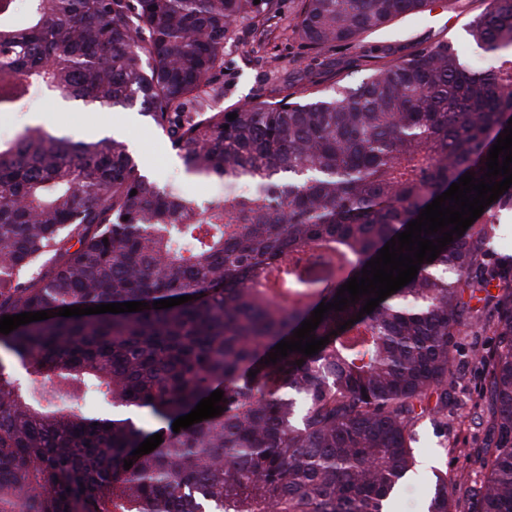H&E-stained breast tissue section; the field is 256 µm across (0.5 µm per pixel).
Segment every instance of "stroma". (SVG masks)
Wrapping results in <instances>:
<instances>
[{"label": "stroma", "mask_w": 512, "mask_h": 512, "mask_svg": "<svg viewBox=\"0 0 512 512\" xmlns=\"http://www.w3.org/2000/svg\"><path fill=\"white\" fill-rule=\"evenodd\" d=\"M488 0H430L424 11L402 15L386 26L363 34L350 44L311 51L293 31L294 0H283L278 17L266 34L253 23L234 26L224 51V95L220 107L230 110L255 96L281 97L304 90L326 89L337 80L361 81L376 64L398 58L441 40L453 42L478 70L494 67V58L476 47L467 34L469 21L483 11ZM42 123L80 140L91 129L100 136L123 142L135 161L161 188L172 189L201 205L223 201L224 184L185 172L165 133L134 109H102L79 101L37 98L15 112H0V134H16L23 126ZM493 306H486L479 326L457 337L454 367L461 380L448 407V425L440 427L430 415L415 427L417 458L429 459L431 473L406 483L392 512H420L438 471L469 481L481 480L483 470L477 447L487 434L489 410L479 398L476 383L482 369L472 349L489 352L497 340L492 325Z\"/></svg>", "instance_id": "1"}]
</instances>
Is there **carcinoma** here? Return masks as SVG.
<instances>
[{"label":"carcinoma","mask_w":512,"mask_h":512,"mask_svg":"<svg viewBox=\"0 0 512 512\" xmlns=\"http://www.w3.org/2000/svg\"><path fill=\"white\" fill-rule=\"evenodd\" d=\"M262 2L263 15L254 0H0V112L36 87L137 105L187 173L224 181V201L201 206L108 137L34 125L0 144V317L150 303L0 333V512H390L419 418L448 417L452 350L479 319L475 301L496 305L497 348L477 353L486 474L435 475L427 512H458L460 490L466 512H512V266L477 258L512 187L372 313L356 320L365 295L327 312L318 353L263 364L421 209L487 172L512 118V0H489L469 25L491 70L439 41L354 84L259 97L231 121L213 105L224 45L232 25L276 16V0ZM428 3L298 0L292 21L322 50ZM16 362L63 405L19 385ZM217 389L225 411L173 432ZM91 397L146 408L160 427L92 415Z\"/></svg>","instance_id":"cac0c4a2"}]
</instances>
